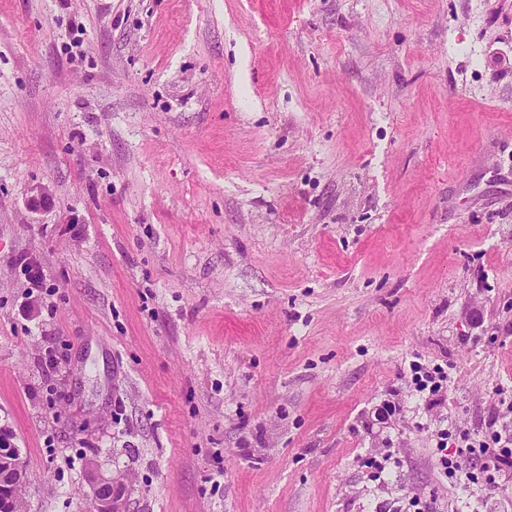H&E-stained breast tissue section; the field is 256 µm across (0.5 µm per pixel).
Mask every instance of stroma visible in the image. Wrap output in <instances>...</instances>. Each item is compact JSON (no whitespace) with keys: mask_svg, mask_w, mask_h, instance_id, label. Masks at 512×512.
Masks as SVG:
<instances>
[{"mask_svg":"<svg viewBox=\"0 0 512 512\" xmlns=\"http://www.w3.org/2000/svg\"><path fill=\"white\" fill-rule=\"evenodd\" d=\"M504 54L512 0H0L24 512H87L93 461L129 512L457 499L433 431L512 401ZM448 376L445 372H441L439 369L434 371H422L416 368L415 374L413 375L414 391L422 397L430 396H441L443 392L444 383H447Z\"/></svg>","mask_w":512,"mask_h":512,"instance_id":"stroma-1","label":"stroma"}]
</instances>
